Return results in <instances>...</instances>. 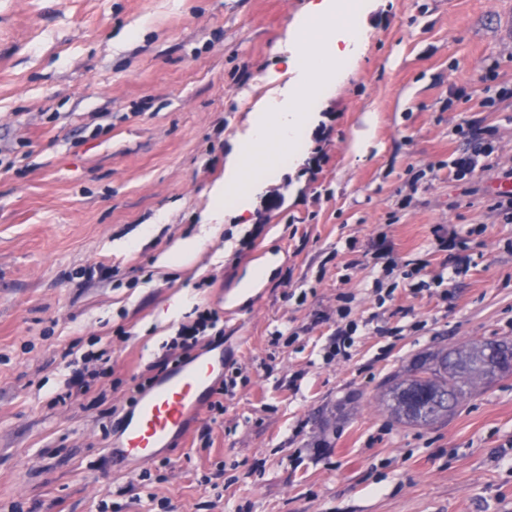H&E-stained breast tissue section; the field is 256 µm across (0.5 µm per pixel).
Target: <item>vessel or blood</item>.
<instances>
[{
    "label": "vessel or blood",
    "mask_w": 512,
    "mask_h": 512,
    "mask_svg": "<svg viewBox=\"0 0 512 512\" xmlns=\"http://www.w3.org/2000/svg\"><path fill=\"white\" fill-rule=\"evenodd\" d=\"M223 356L206 354L179 364L158 379L140 399L136 413L121 420V441L110 450L112 462L153 458L175 436L185 435L189 420L203 409Z\"/></svg>",
    "instance_id": "b4317fda"
}]
</instances>
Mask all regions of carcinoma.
Here are the masks:
<instances>
[{"mask_svg":"<svg viewBox=\"0 0 512 512\" xmlns=\"http://www.w3.org/2000/svg\"><path fill=\"white\" fill-rule=\"evenodd\" d=\"M512 373V343L475 340L468 345L421 354L405 376L385 382L387 408L398 422L428 425L445 420L480 388ZM422 389L425 398L413 410L405 404V389Z\"/></svg>","mask_w":512,"mask_h":512,"instance_id":"carcinoma-1","label":"carcinoma"}]
</instances>
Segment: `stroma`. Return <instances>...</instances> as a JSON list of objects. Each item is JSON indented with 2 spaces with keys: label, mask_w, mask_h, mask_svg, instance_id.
Instances as JSON below:
<instances>
[{
  "label": "stroma",
  "mask_w": 512,
  "mask_h": 512,
  "mask_svg": "<svg viewBox=\"0 0 512 512\" xmlns=\"http://www.w3.org/2000/svg\"><path fill=\"white\" fill-rule=\"evenodd\" d=\"M308 4L0 0V512H512V375L429 426L383 404L420 354L512 341V215L495 207L512 0H371L300 161L261 180L248 223L215 217L258 102L299 87L279 59ZM486 130L492 154L457 176ZM204 224L202 251L156 266ZM452 233L464 248L439 250ZM179 296L218 312L224 367L188 435L126 473L107 450L187 321L160 319ZM342 305L354 344L328 361ZM70 350L109 356L71 398Z\"/></svg>",
  "instance_id": "obj_1"
}]
</instances>
